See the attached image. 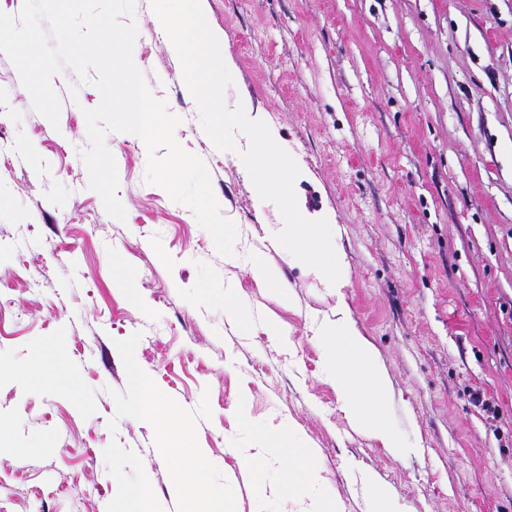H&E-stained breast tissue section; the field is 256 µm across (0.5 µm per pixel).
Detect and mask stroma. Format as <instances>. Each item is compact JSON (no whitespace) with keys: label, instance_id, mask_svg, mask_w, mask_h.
Segmentation results:
<instances>
[{"label":"stroma","instance_id":"obj_1","mask_svg":"<svg viewBox=\"0 0 512 512\" xmlns=\"http://www.w3.org/2000/svg\"><path fill=\"white\" fill-rule=\"evenodd\" d=\"M204 6L234 62L227 108L265 112L302 171L296 196L331 217L348 285L323 287L279 248L274 205L213 151L151 0H136L133 60L204 161L237 260L147 183L152 153L121 133L106 145L127 215L110 217L79 155L98 90L55 74L51 125L0 53V512H122L143 479L154 512H194L187 468L230 488L231 512H304L267 445L286 420L342 512H378L371 478L397 512H512V0ZM255 255L273 285L252 278ZM340 297L387 376L403 456L343 414L324 371L311 324ZM40 363L64 386L21 380ZM137 369L204 456L175 466L157 426L127 415Z\"/></svg>","mask_w":512,"mask_h":512}]
</instances>
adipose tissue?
Returning <instances> with one entry per match:
<instances>
[{
    "mask_svg": "<svg viewBox=\"0 0 512 512\" xmlns=\"http://www.w3.org/2000/svg\"><path fill=\"white\" fill-rule=\"evenodd\" d=\"M275 447L281 448L288 455L289 463L281 475L280 491L287 498L308 496L306 512H340L336 502L315 494L314 486L321 478L313 465L299 466L302 441L293 423H285L278 431L274 440Z\"/></svg>",
    "mask_w": 512,
    "mask_h": 512,
    "instance_id": "adipose-tissue-1",
    "label": "adipose tissue"
}]
</instances>
